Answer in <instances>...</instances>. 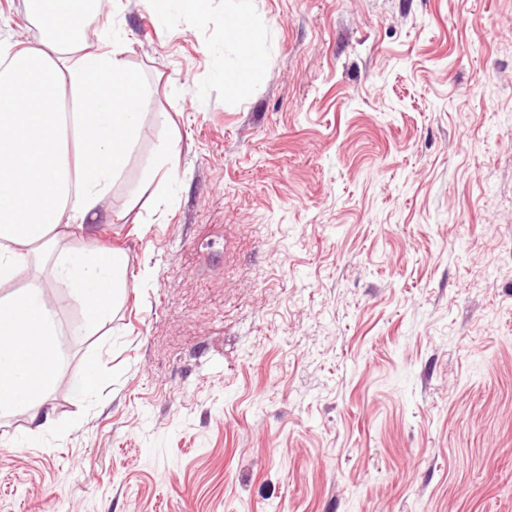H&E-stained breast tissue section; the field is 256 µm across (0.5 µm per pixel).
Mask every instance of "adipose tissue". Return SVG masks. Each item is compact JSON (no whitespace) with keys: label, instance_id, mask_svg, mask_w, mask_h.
Returning <instances> with one entry per match:
<instances>
[{"label":"adipose tissue","instance_id":"adipose-tissue-1","mask_svg":"<svg viewBox=\"0 0 512 512\" xmlns=\"http://www.w3.org/2000/svg\"><path fill=\"white\" fill-rule=\"evenodd\" d=\"M107 0H28L37 44L0 39V284L26 277L25 288L0 299V411L28 413L32 432L59 381L61 352L50 292L79 302L85 336L111 321L126 288L127 254L61 244L106 209L140 133L143 90L120 38L89 48L80 32L89 11ZM225 58V80L253 76L263 33L238 10Z\"/></svg>","mask_w":512,"mask_h":512}]
</instances>
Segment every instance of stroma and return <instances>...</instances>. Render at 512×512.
I'll return each instance as SVG.
<instances>
[{
    "label": "stroma",
    "mask_w": 512,
    "mask_h": 512,
    "mask_svg": "<svg viewBox=\"0 0 512 512\" xmlns=\"http://www.w3.org/2000/svg\"><path fill=\"white\" fill-rule=\"evenodd\" d=\"M224 2L84 36L121 30L145 90L114 219L71 241L129 288L92 336L52 301L53 423L0 417V512H512V0H249L243 86ZM0 31L38 41L26 0ZM237 16L239 24L230 36L237 48L234 56H224V81L242 82L244 78L253 76L260 68L256 55L258 49L260 50L263 32L251 22L247 8L240 6ZM246 31H248V36L241 39ZM178 142L179 141L177 139L172 138L165 141V144L161 146V149L155 158L154 166L149 174L151 182L155 180L161 171L165 170L166 172H169L174 168L176 164L175 159L178 153ZM99 376L95 367L87 368L75 384L74 394L79 401H85L96 394Z\"/></svg>",
    "instance_id": "1"
}]
</instances>
